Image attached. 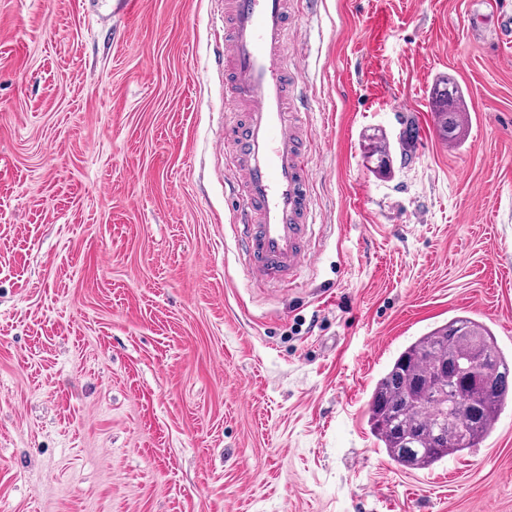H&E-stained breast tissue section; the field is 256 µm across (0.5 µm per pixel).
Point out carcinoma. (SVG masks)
<instances>
[{
	"label": "carcinoma",
	"mask_w": 512,
	"mask_h": 512,
	"mask_svg": "<svg viewBox=\"0 0 512 512\" xmlns=\"http://www.w3.org/2000/svg\"><path fill=\"white\" fill-rule=\"evenodd\" d=\"M464 97L453 81L443 80L431 94L441 138L462 144L463 123L453 109ZM485 360L483 396L478 406L469 403V392L456 390L448 412L431 406L442 392L438 370L446 359L464 363L473 349ZM512 379V360L500 349L484 324L459 315L431 328L394 359L373 389L369 420L386 453L409 469H428L451 455H462L492 433L507 399L506 380Z\"/></svg>",
	"instance_id": "carcinoma-1"
}]
</instances>
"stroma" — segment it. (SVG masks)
<instances>
[{"label": "stroma", "mask_w": 512, "mask_h": 512, "mask_svg": "<svg viewBox=\"0 0 512 512\" xmlns=\"http://www.w3.org/2000/svg\"><path fill=\"white\" fill-rule=\"evenodd\" d=\"M472 2L292 0L320 222L273 289L235 250L214 0H0V512H512V400L428 470L368 415L456 315L512 355V46ZM463 97L462 89L448 78L436 85L431 94V111L435 115L439 135L455 146L462 144L463 123L457 120L460 112H453V108L459 107Z\"/></svg>", "instance_id": "obj_1"}]
</instances>
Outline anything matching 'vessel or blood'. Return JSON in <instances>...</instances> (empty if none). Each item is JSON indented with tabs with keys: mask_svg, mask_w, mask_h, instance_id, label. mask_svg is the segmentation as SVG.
Instances as JSON below:
<instances>
[{
	"mask_svg": "<svg viewBox=\"0 0 512 512\" xmlns=\"http://www.w3.org/2000/svg\"><path fill=\"white\" fill-rule=\"evenodd\" d=\"M224 126L236 174L237 247L249 277L276 286L297 277L311 257L316 224L305 162V111L299 70L288 60L287 0H222ZM500 44L512 42V12L496 0Z\"/></svg>",
	"mask_w": 512,
	"mask_h": 512,
	"instance_id": "obj_1",
	"label": "vessel or blood"
}]
</instances>
